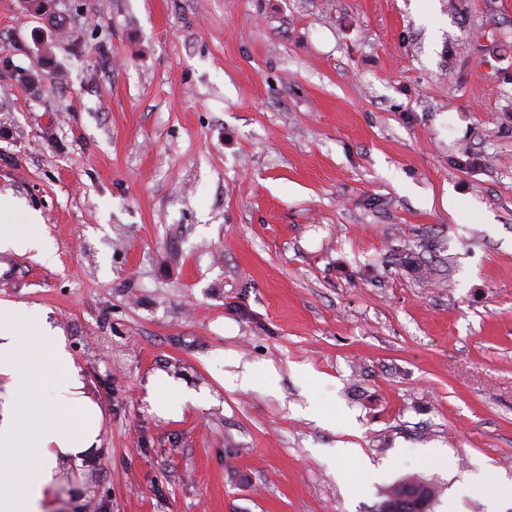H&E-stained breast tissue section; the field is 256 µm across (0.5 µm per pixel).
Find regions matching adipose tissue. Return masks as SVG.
Listing matches in <instances>:
<instances>
[{
    "label": "adipose tissue",
    "mask_w": 512,
    "mask_h": 512,
    "mask_svg": "<svg viewBox=\"0 0 512 512\" xmlns=\"http://www.w3.org/2000/svg\"><path fill=\"white\" fill-rule=\"evenodd\" d=\"M17 203L0 194V251H42L36 213L14 224ZM102 412L58 329L39 306L0 304V512H49L63 464L100 444Z\"/></svg>",
    "instance_id": "adipose-tissue-1"
}]
</instances>
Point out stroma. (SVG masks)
<instances>
[{
	"instance_id": "obj_1",
	"label": "stroma",
	"mask_w": 512,
	"mask_h": 512,
	"mask_svg": "<svg viewBox=\"0 0 512 512\" xmlns=\"http://www.w3.org/2000/svg\"><path fill=\"white\" fill-rule=\"evenodd\" d=\"M1 51L52 250L0 303L103 412L53 512H512V0H0ZM160 384L166 392L170 393V397L154 405L153 410L158 416L173 417L181 411L188 401L193 399L192 396L183 393L180 384L172 379H163Z\"/></svg>"
}]
</instances>
